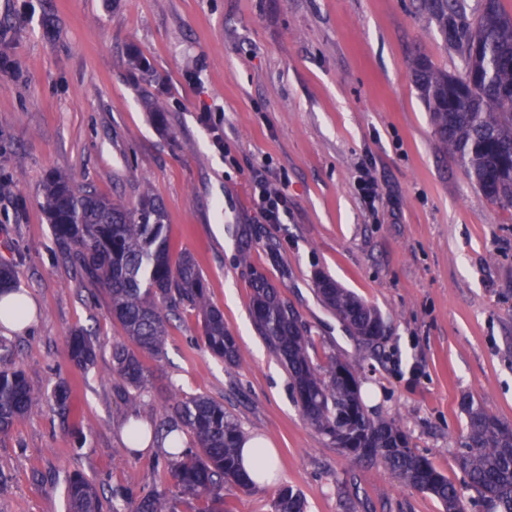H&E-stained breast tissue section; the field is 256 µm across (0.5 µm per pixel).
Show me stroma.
Wrapping results in <instances>:
<instances>
[{"label":"stroma","instance_id":"35a3bbf8","mask_svg":"<svg viewBox=\"0 0 512 512\" xmlns=\"http://www.w3.org/2000/svg\"><path fill=\"white\" fill-rule=\"evenodd\" d=\"M0 51L12 63L0 70V180L11 186L0 195V262L16 265L38 307L30 330L8 332L5 364L37 390L70 393L66 409L43 403L0 437V512H66L75 475L106 502L116 487L168 483L161 449L132 453L122 428L134 417L158 424L173 396L199 394L279 454L269 483L225 487L226 512H275L286 485L307 512H443L305 419L254 326L232 232L262 225L252 267L297 313L314 365L359 363L370 413L400 422L411 447L464 487L462 398L512 423V207L489 201L434 134L414 61L456 76L464 66L438 18L420 0H0ZM207 107L218 131L199 121ZM363 163L377 184L372 211L354 187ZM53 172L131 205L147 193L161 204L173 251L193 256L237 339L239 366L210 354L200 317L182 307L161 357L143 359L147 391L118 388L122 328L39 204ZM262 172L287 191L285 223L262 222ZM319 272L378 311L377 350L320 300ZM75 328L99 345L85 370L67 354ZM78 428L87 442L77 451Z\"/></svg>","mask_w":512,"mask_h":512}]
</instances>
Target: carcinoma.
<instances>
[{
	"label": "carcinoma",
	"instance_id": "obj_1",
	"mask_svg": "<svg viewBox=\"0 0 512 512\" xmlns=\"http://www.w3.org/2000/svg\"><path fill=\"white\" fill-rule=\"evenodd\" d=\"M457 41L464 48L460 76L437 70L426 60L415 62L421 98L430 113L441 148L457 155L484 195L512 206V18L502 14L497 0H486L474 22L459 18ZM41 207L57 244L88 282L103 288L112 318L124 340L112 344V375L121 389H143L148 377L142 361L147 353H162L169 315L190 306L203 316L204 344L230 367L242 361L235 336L224 314L209 299L204 278L193 257L173 256L160 205L149 195L138 207L80 190L63 174L43 184ZM240 264L249 270L255 328L270 350L285 364L296 403L307 420L333 445L359 457L375 459L405 485L435 496L445 512H470L473 499L411 448L404 427L376 419L360 395L358 366L334 357L325 369L312 365L307 337L298 316L277 288L249 264L258 228L240 224ZM316 290L323 302L367 346L381 343L385 326L380 315L339 286L319 275ZM18 287L14 266L0 263V293ZM75 366L94 364L97 348L80 329L66 337ZM45 400L29 383L24 370L0 369V437ZM466 432L456 455L467 486L490 504V512H512V430L484 405L466 399ZM173 415L153 430V439L170 442L165 452L170 482L138 495L115 489L104 508L93 483L76 476L67 490L68 512H180L185 500L206 503L201 512H224V485L253 487L242 470L243 433L224 404L204 395L182 397ZM191 441L183 443L181 432ZM275 512H306L301 494L285 486Z\"/></svg>",
	"mask_w": 512,
	"mask_h": 512
}]
</instances>
